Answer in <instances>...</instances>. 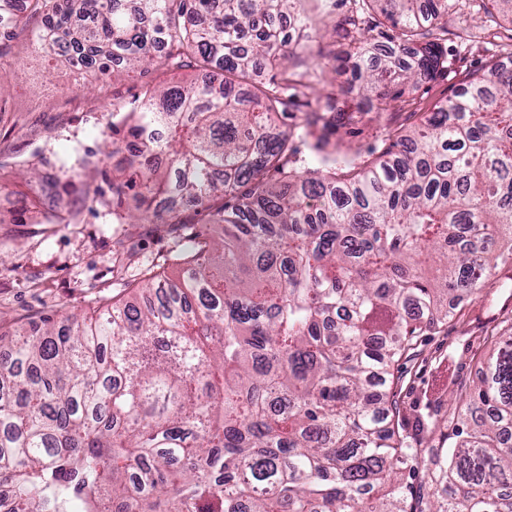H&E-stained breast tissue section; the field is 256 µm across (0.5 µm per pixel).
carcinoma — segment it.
Listing matches in <instances>:
<instances>
[{"label": "carcinoma", "mask_w": 512, "mask_h": 512, "mask_svg": "<svg viewBox=\"0 0 512 512\" xmlns=\"http://www.w3.org/2000/svg\"><path fill=\"white\" fill-rule=\"evenodd\" d=\"M302 2L0 0V23L41 17L36 43L63 33L103 78L189 52L224 72L112 111V177L84 203L108 191L112 223L174 246L140 300L0 334V512H512V326L435 441L390 371L512 260V58L358 162L330 147L336 117L262 80L330 65L284 32L311 26ZM363 2L393 35L330 66L382 111L445 68L432 36L458 0ZM31 188L38 223L80 221L54 176ZM188 209L215 213L184 238Z\"/></svg>", "instance_id": "cac0c4a2"}]
</instances>
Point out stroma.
Returning a JSON list of instances; mask_svg holds the SVG:
<instances>
[{"label":"stroma","mask_w":512,"mask_h":512,"mask_svg":"<svg viewBox=\"0 0 512 512\" xmlns=\"http://www.w3.org/2000/svg\"><path fill=\"white\" fill-rule=\"evenodd\" d=\"M303 8L313 22L311 35L324 51L340 55L354 49L352 33L337 26L357 12L354 0H305ZM436 38L448 59L447 73L422 83L384 112L358 111L351 97L339 91L325 101L323 91L334 82V74L318 76L298 60L266 74L306 76L312 108L331 104L339 120L331 141L341 150L380 151L416 122L418 114L459 88L466 74L512 57V21L494 0H459L448 16L447 32ZM213 76L188 56L178 69L156 63L135 71L120 67L104 81L94 68L78 73L73 63L50 56L29 31L13 36L7 56L0 59V80L5 83L0 90V175H9L8 180L0 178V333L42 316L91 311L130 288L172 244L155 225L113 223L108 197L96 212L83 210L80 223H38L42 205L29 194L27 182L40 156H62L76 144L102 154L98 170L75 169L62 177L71 185L76 205L82 206L85 190L102 185L103 173L112 169L104 141L112 136L113 109L138 105L149 87ZM121 239L135 244L139 255L119 279L112 266ZM511 323L512 265L502 263L487 287L465 302L461 315L450 318L441 333L424 337L420 358L397 363V373L405 379L403 404L426 397L431 414L441 417L451 382L475 379L479 361L493 352L491 336Z\"/></svg>","instance_id":"1"}]
</instances>
